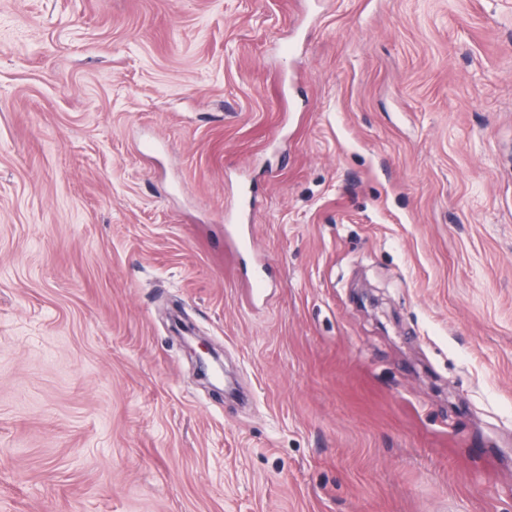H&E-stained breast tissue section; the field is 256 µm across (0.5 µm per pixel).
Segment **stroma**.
Masks as SVG:
<instances>
[{
	"label": "stroma",
	"mask_w": 512,
	"mask_h": 512,
	"mask_svg": "<svg viewBox=\"0 0 512 512\" xmlns=\"http://www.w3.org/2000/svg\"><path fill=\"white\" fill-rule=\"evenodd\" d=\"M0 512H512V0H0ZM184 341L189 351L192 352L197 358L201 377L207 378L208 371L210 369L221 367L220 357L215 351L211 350L208 344L200 341L197 345L199 351H196L191 342L185 339Z\"/></svg>",
	"instance_id": "obj_1"
}]
</instances>
